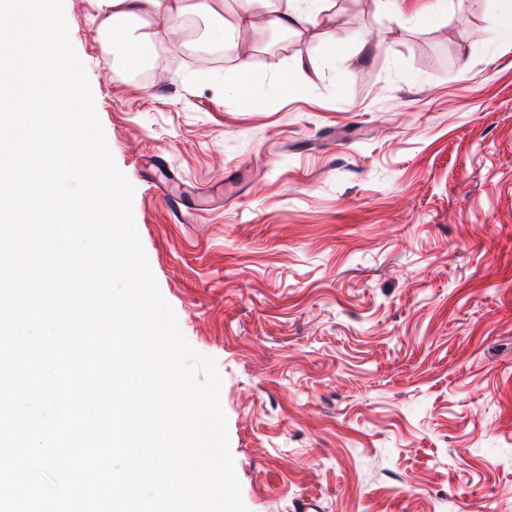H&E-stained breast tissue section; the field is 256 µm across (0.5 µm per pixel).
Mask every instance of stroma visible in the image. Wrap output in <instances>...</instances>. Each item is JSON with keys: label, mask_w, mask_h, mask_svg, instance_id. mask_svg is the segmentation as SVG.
<instances>
[{"label": "stroma", "mask_w": 512, "mask_h": 512, "mask_svg": "<svg viewBox=\"0 0 512 512\" xmlns=\"http://www.w3.org/2000/svg\"><path fill=\"white\" fill-rule=\"evenodd\" d=\"M428 2L329 0L213 64L174 37L143 79L101 0H63L248 512H512V40L486 0Z\"/></svg>", "instance_id": "obj_1"}]
</instances>
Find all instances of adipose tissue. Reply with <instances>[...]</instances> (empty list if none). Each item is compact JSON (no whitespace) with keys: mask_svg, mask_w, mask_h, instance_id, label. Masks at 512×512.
I'll return each instance as SVG.
<instances>
[{"mask_svg":"<svg viewBox=\"0 0 512 512\" xmlns=\"http://www.w3.org/2000/svg\"><path fill=\"white\" fill-rule=\"evenodd\" d=\"M305 8H292L281 13L275 10L258 11L254 0H245V6L236 19L237 31L255 27L274 31L301 30L311 22L313 12L324 7L326 0H308ZM106 9L100 17V27L108 34L102 44L104 52L120 51L126 62L140 66L147 57V44L128 39L131 26H151L152 40H159L177 32L186 13L202 18L211 32L224 30V0H193L191 7L173 4L172 0H105Z\"/></svg>","mask_w":512,"mask_h":512,"instance_id":"ef3b65f1","label":"adipose tissue"}]
</instances>
